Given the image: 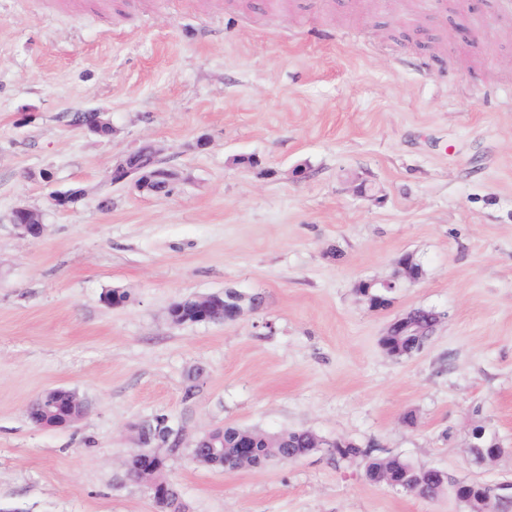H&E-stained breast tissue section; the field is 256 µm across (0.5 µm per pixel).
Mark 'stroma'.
Segmentation results:
<instances>
[{"mask_svg":"<svg viewBox=\"0 0 512 512\" xmlns=\"http://www.w3.org/2000/svg\"><path fill=\"white\" fill-rule=\"evenodd\" d=\"M90 109L111 137L73 123ZM145 145L177 173L173 195L113 183V164ZM73 187L78 202L52 206ZM19 205L42 213L41 238L11 224ZM405 253L419 278L401 276ZM364 281L397 282L388 308L369 307ZM227 288L262 294L263 309L168 320L174 302ZM113 289L123 306L102 302ZM416 309L438 315L429 339L388 354L383 336ZM57 387L85 417L32 425L30 404ZM157 414L183 434L166 478L189 512H466L324 449L199 465L192 444L226 426L512 481L501 0H0V503L158 512L123 467ZM478 428L502 447L487 464L469 452Z\"/></svg>","mask_w":512,"mask_h":512,"instance_id":"stroma-1","label":"stroma"}]
</instances>
